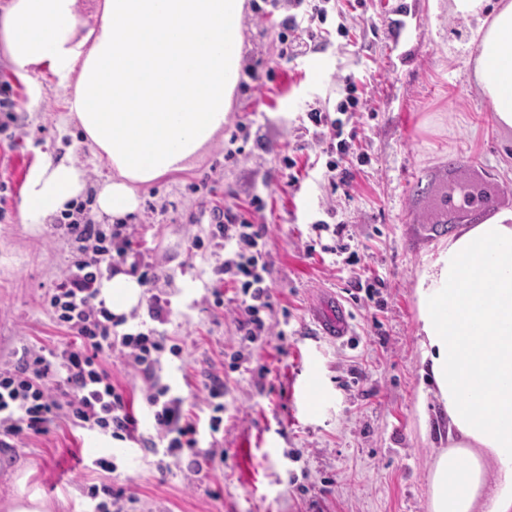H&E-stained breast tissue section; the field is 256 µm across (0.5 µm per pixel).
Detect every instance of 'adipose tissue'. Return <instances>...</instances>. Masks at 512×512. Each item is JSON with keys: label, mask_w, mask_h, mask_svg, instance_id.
<instances>
[{"label": "adipose tissue", "mask_w": 512, "mask_h": 512, "mask_svg": "<svg viewBox=\"0 0 512 512\" xmlns=\"http://www.w3.org/2000/svg\"><path fill=\"white\" fill-rule=\"evenodd\" d=\"M10 0L0 51L15 70L49 68L84 141L108 169L99 213L138 211L137 185L180 172L223 131L242 60L245 0ZM452 0L476 21L470 76L500 131H512V0ZM76 163L45 161L28 180L25 223L40 224L83 193ZM142 287L119 273L100 297L115 315ZM416 296L424 374L448 417V446L429 472V512H512V210L462 224L421 273ZM498 480H490V470Z\"/></svg>", "instance_id": "obj_1"}]
</instances>
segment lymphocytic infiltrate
Segmentation results:
<instances>
[{"mask_svg": "<svg viewBox=\"0 0 512 512\" xmlns=\"http://www.w3.org/2000/svg\"><path fill=\"white\" fill-rule=\"evenodd\" d=\"M309 6V25H301L292 15L283 19L282 57H304L319 38L311 22L325 20L326 10L315 2ZM211 215L224 252L213 273L218 281L234 284L245 314L239 331L244 341L257 342L271 330L263 317L271 306L263 277L266 231L231 207L212 208ZM59 230L78 255L50 293L48 305L55 323L70 340L51 348L22 347L11 362L0 366V446L4 448L22 435L47 433L60 417L115 439L133 437L138 429L134 405L112 383L104 361L117 353L136 370L150 374L163 351L180 353L179 346L164 344L162 326L170 316L169 302L155 293L159 276L146 268L141 251L133 249L126 225L105 229L88 220H71ZM125 268L139 274L141 284L152 291L148 303L152 328L122 332L124 318L114 316L99 300L103 279ZM146 401L155 428L171 436L169 450L195 445L196 425L170 386L154 389Z\"/></svg>", "mask_w": 512, "mask_h": 512, "instance_id": "obj_1", "label": "lymphocytic infiltrate"}]
</instances>
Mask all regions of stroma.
I'll return each mask as SVG.
<instances>
[{
  "instance_id": "35a3bbf8",
  "label": "stroma",
  "mask_w": 512,
  "mask_h": 512,
  "mask_svg": "<svg viewBox=\"0 0 512 512\" xmlns=\"http://www.w3.org/2000/svg\"><path fill=\"white\" fill-rule=\"evenodd\" d=\"M329 37L305 58L280 55L286 0H246L243 68L224 133L184 172L138 190L133 244L160 274L170 301L164 330L181 356L163 352L153 380L119 356L106 360L133 401L137 438L58 419L48 433L0 447V512L15 477L38 489L46 512H92L89 487L124 493V512H428L430 455L446 417L422 377L415 286L453 225L436 221L448 195L450 159L468 156L460 191L503 192L512 208V134L502 135L467 59L471 24L448 0H328ZM271 78L252 79L257 65ZM354 79L357 107L336 112ZM13 114L0 112V365L17 349L66 342L47 297L71 257L51 224L22 219L26 183L44 156L87 171L79 206L90 213L105 168L70 121L50 70L18 75L0 53ZM342 120L351 135L347 184L332 185L329 141L308 111ZM295 160L289 186L285 158ZM261 207H252L253 198ZM233 206L266 229V283L275 333L245 344L236 290L217 281L222 253L210 241L212 207ZM325 229H316L317 221ZM346 225L360 262L329 254L333 225ZM383 280L376 302L362 289ZM348 300L353 336H317L311 309L325 289ZM224 384L223 421L211 432L206 387ZM170 385L198 423L197 443L169 456L159 473L142 445L166 448L144 397ZM111 457L115 469L96 467Z\"/></svg>"
}]
</instances>
